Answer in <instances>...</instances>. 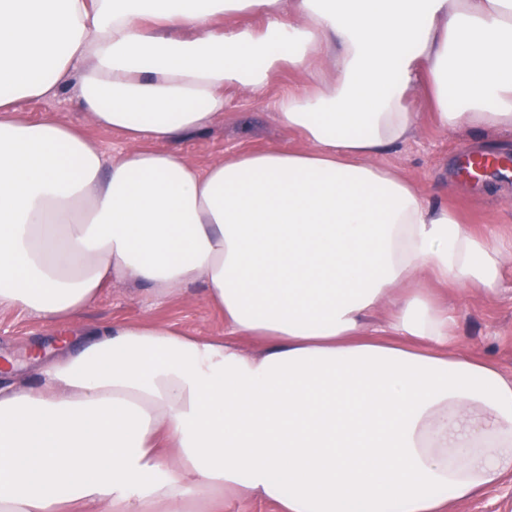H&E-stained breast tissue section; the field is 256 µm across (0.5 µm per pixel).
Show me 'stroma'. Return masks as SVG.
Wrapping results in <instances>:
<instances>
[{
    "label": "stroma",
    "instance_id": "1",
    "mask_svg": "<svg viewBox=\"0 0 512 512\" xmlns=\"http://www.w3.org/2000/svg\"><path fill=\"white\" fill-rule=\"evenodd\" d=\"M310 81L308 72L285 68L275 73L262 91L227 90L228 102L208 130L171 141L169 147L196 166L220 162L227 153L243 148H303L301 134L280 125L270 102L288 88ZM410 104L421 114L417 132L410 142L382 155L380 164L395 167L414 179L426 192L459 210L465 222L476 229L492 226L501 234L512 233V182H495L493 190L488 191L460 180L456 191L448 189V177L459 166L462 151L482 139L483 131L456 132L434 125L426 87L412 92ZM21 115L30 121L50 116L61 123L81 127L109 157L118 156L126 149L122 136L98 130L93 125L69 87L57 96L26 102ZM437 295L458 313L457 351L493 360L504 372L512 374V266L505 269L494 297H485L477 288L458 291L442 286L438 287ZM144 320L182 328L197 336H212L224 330L222 316L206 302L202 283L158 300L144 286L115 281L104 288L79 320L61 329L43 326L20 311L1 309L0 361L7 357L17 361L20 371L12 379L33 382L38 372L37 365L30 361L33 347L52 352L64 339L80 341L88 323Z\"/></svg>",
    "mask_w": 512,
    "mask_h": 512
}]
</instances>
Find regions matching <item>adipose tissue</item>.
Returning <instances> with one entry per match:
<instances>
[{"instance_id": "ef3b65f1", "label": "adipose tissue", "mask_w": 512, "mask_h": 512, "mask_svg": "<svg viewBox=\"0 0 512 512\" xmlns=\"http://www.w3.org/2000/svg\"><path fill=\"white\" fill-rule=\"evenodd\" d=\"M325 55L333 80L273 102L304 149H158ZM73 75L120 156L21 118ZM420 83L441 128L512 132V0H0V308L54 327L115 279L200 281L227 332L93 324L0 386V512H448L512 477V376L450 353L426 287L495 295L512 238L376 162Z\"/></svg>"}]
</instances>
